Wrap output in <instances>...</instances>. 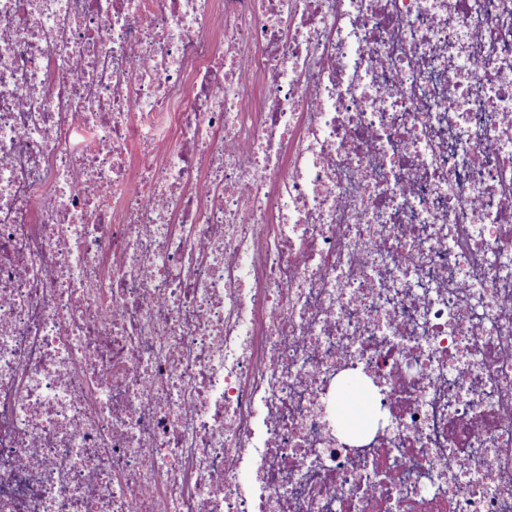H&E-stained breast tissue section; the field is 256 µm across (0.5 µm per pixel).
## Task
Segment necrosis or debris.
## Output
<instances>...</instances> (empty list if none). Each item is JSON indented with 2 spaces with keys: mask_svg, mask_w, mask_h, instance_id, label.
I'll return each instance as SVG.
<instances>
[{
  "mask_svg": "<svg viewBox=\"0 0 512 512\" xmlns=\"http://www.w3.org/2000/svg\"><path fill=\"white\" fill-rule=\"evenodd\" d=\"M0 512H512V0H0ZM363 390L365 395L369 400V410L363 414H361L358 418L355 419L354 424L351 427H346L344 424V410L342 406L338 407V403L336 404V426L342 432H346L348 434H354L363 430H366L370 421L377 418L379 415L378 407L371 404V397L367 393L366 385L364 381L358 377L355 373H346L343 377L339 378L337 381V393L340 395L345 394H355L359 393V391Z\"/></svg>",
  "mask_w": 512,
  "mask_h": 512,
  "instance_id": "necrosis-or-debris-1",
  "label": "necrosis or debris"
}]
</instances>
